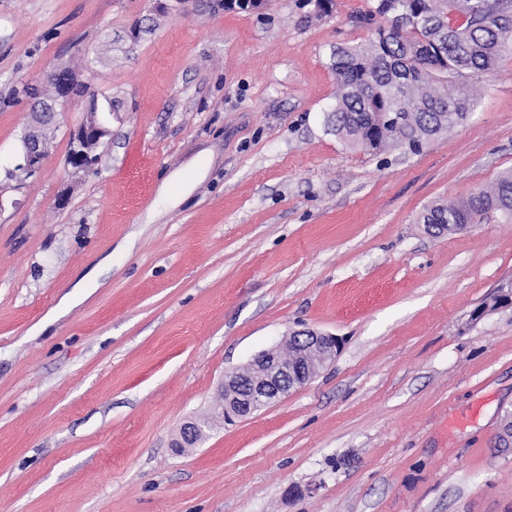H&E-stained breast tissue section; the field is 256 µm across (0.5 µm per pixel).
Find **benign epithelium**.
Returning <instances> with one entry per match:
<instances>
[{
    "mask_svg": "<svg viewBox=\"0 0 512 512\" xmlns=\"http://www.w3.org/2000/svg\"><path fill=\"white\" fill-rule=\"evenodd\" d=\"M47 77L57 86L54 102L47 106L39 100L32 103V121L22 140L21 161L16 169L30 177L42 171L47 156L40 148L42 123L55 121L60 102L71 97L66 70L57 67ZM100 158L80 151L73 159L74 170L88 172ZM340 348L337 337L311 329L299 330L284 337L279 346L258 353L244 367L224 376L216 410L224 421L249 417L259 409L280 401L292 390L309 382L330 364ZM207 421L192 419L183 424L174 442L177 448L186 443H200L207 437Z\"/></svg>",
    "mask_w": 512,
    "mask_h": 512,
    "instance_id": "obj_1",
    "label": "benign epithelium"
}]
</instances>
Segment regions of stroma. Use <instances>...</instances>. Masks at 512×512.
Returning <instances> with one entry per match:
<instances>
[{"mask_svg":"<svg viewBox=\"0 0 512 512\" xmlns=\"http://www.w3.org/2000/svg\"><path fill=\"white\" fill-rule=\"evenodd\" d=\"M336 4L0 0V512H512V219H420L512 169V55L421 153L355 149L324 126L328 52L370 38L368 0ZM77 53L114 108L97 172L66 164L71 99L7 180L23 87ZM301 329L340 338L331 364L173 448ZM209 426L206 420L192 419L183 424L174 442L175 448L186 447V442L200 443L207 437Z\"/></svg>","mask_w":512,"mask_h":512,"instance_id":"stroma-1","label":"stroma"}]
</instances>
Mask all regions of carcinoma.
Segmentation results:
<instances>
[{
  "instance_id": "obj_1",
  "label": "carcinoma",
  "mask_w": 512,
  "mask_h": 512,
  "mask_svg": "<svg viewBox=\"0 0 512 512\" xmlns=\"http://www.w3.org/2000/svg\"><path fill=\"white\" fill-rule=\"evenodd\" d=\"M357 22L374 27L373 34L330 48L336 96L325 125L350 146L376 154L417 153L464 123L475 107L466 80L512 52V5L504 0H370ZM23 92L48 101L57 94L49 82ZM489 209L512 215L511 170L466 200L430 207L423 222L437 233L457 232Z\"/></svg>"
}]
</instances>
